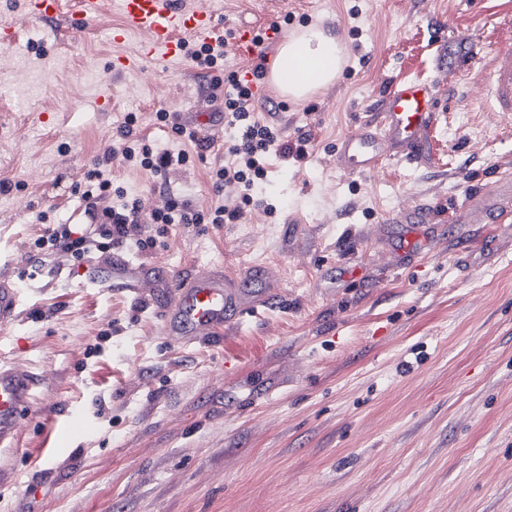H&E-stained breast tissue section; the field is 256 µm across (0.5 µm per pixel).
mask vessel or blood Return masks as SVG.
<instances>
[{"instance_id": "obj_1", "label": "vessel or blood", "mask_w": 512, "mask_h": 512, "mask_svg": "<svg viewBox=\"0 0 512 512\" xmlns=\"http://www.w3.org/2000/svg\"><path fill=\"white\" fill-rule=\"evenodd\" d=\"M121 22L112 31L115 51L113 72L151 63L167 64L184 56L188 39H207L217 31L212 14L190 9L183 0H119ZM33 20L67 16L75 30H84L100 13L101 0H26ZM143 34L144 42L134 52L123 49L128 37ZM482 103L512 120V42L502 43L482 62ZM439 100L429 83L409 79L392 87L383 100L377 121L363 124L357 133L344 136L337 149L339 165L369 172L386 158L424 159L430 136L439 121ZM512 195V179L500 178L471 200L469 213L486 223H500L495 206L499 196ZM261 297L237 287L219 272L203 270L181 283L166 307L163 324L167 336L192 343L220 334L231 314L254 307ZM20 307L18 289L0 282V328L12 325ZM34 377L0 367V445L12 441L28 407Z\"/></svg>"}]
</instances>
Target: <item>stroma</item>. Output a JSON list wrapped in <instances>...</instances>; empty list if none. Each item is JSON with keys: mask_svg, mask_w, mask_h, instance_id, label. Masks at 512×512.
<instances>
[{"mask_svg": "<svg viewBox=\"0 0 512 512\" xmlns=\"http://www.w3.org/2000/svg\"><path fill=\"white\" fill-rule=\"evenodd\" d=\"M186 2L227 30L280 24L283 41L318 26L347 63L301 103L263 85L258 112L276 108L288 142L309 137L308 154H271L239 223L177 224L152 250L114 248L93 260L92 282L31 242L41 212L82 222L76 176L126 114L163 148L189 143L156 124L160 110L213 138L169 176L203 209L219 199L209 171L229 132L217 103L185 94L198 82L188 60L112 72L114 0L81 34L64 16L39 25L42 39L0 0V28L18 36L0 46V281L21 295L0 361L36 380L17 441L0 446L18 475L0 512H512V223L453 221L512 177V123L477 97L476 64L441 66L466 44L484 56L512 36V0ZM403 79L439 92L429 158L337 167L340 138ZM412 213L423 223H397ZM116 261L156 287L113 286ZM202 268L268 296L222 335L170 340L163 311Z\"/></svg>", "mask_w": 512, "mask_h": 512, "instance_id": "1", "label": "stroma"}]
</instances>
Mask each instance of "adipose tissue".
<instances>
[{
  "label": "adipose tissue",
  "mask_w": 512,
  "mask_h": 512,
  "mask_svg": "<svg viewBox=\"0 0 512 512\" xmlns=\"http://www.w3.org/2000/svg\"><path fill=\"white\" fill-rule=\"evenodd\" d=\"M348 53L335 38L317 27H307L286 40L272 68V78L291 100L302 101L314 89L334 83Z\"/></svg>",
  "instance_id": "adipose-tissue-1"
}]
</instances>
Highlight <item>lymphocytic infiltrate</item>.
Here are the masks:
<instances>
[{
    "label": "lymphocytic infiltrate",
    "instance_id": "obj_1",
    "mask_svg": "<svg viewBox=\"0 0 512 512\" xmlns=\"http://www.w3.org/2000/svg\"><path fill=\"white\" fill-rule=\"evenodd\" d=\"M271 41H263L251 67L250 74L224 64V40L188 43L186 55L200 70L205 80L201 93L209 101L221 102L224 119L234 128L235 135L224 150V162L213 167L209 178L214 191L234 186L222 204L209 210L196 208L190 198L174 194L167 184L170 171L186 166L192 154H203L213 147L212 142L197 132L186 131L171 123L170 114L160 111L156 119L170 126L177 135L188 136L193 151L175 152L162 149L141 135L135 113H128L123 124L93 157L85 175L82 197L87 200L85 221L81 224H54L49 215H42L40 234L33 245L40 255H64L80 263L95 254L111 251L113 247L131 244L147 251L156 245L150 233L154 224H235L243 217L247 206L253 204V190L266 175L270 151L284 156L304 159L308 137L295 143L285 141L277 122L268 121L256 113V95L250 87L251 78L262 77L266 70ZM121 158L126 167L149 172L155 179L154 189L165 200L163 207L144 211L139 199L127 197L112 188V160Z\"/></svg>",
    "mask_w": 512,
    "mask_h": 512
}]
</instances>
